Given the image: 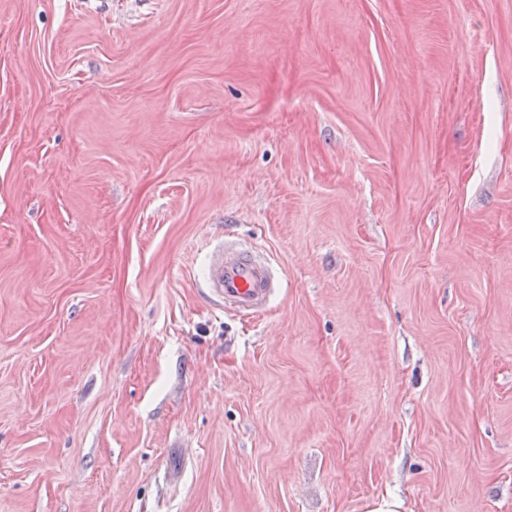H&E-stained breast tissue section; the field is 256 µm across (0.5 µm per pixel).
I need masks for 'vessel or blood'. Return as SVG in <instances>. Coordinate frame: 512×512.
Segmentation results:
<instances>
[{
    "label": "vessel or blood",
    "instance_id": "obj_1",
    "mask_svg": "<svg viewBox=\"0 0 512 512\" xmlns=\"http://www.w3.org/2000/svg\"><path fill=\"white\" fill-rule=\"evenodd\" d=\"M202 286L216 305L259 314L279 293L281 278L261 252L227 235L207 256Z\"/></svg>",
    "mask_w": 512,
    "mask_h": 512
}]
</instances>
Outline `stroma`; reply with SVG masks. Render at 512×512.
<instances>
[{
  "label": "stroma",
  "mask_w": 512,
  "mask_h": 512,
  "mask_svg": "<svg viewBox=\"0 0 512 512\" xmlns=\"http://www.w3.org/2000/svg\"><path fill=\"white\" fill-rule=\"evenodd\" d=\"M381 495L512 512V0H0V512ZM202 288L225 310L259 314L280 292L281 278L271 262L258 250L229 235L207 255Z\"/></svg>",
  "instance_id": "35a3bbf8"
}]
</instances>
